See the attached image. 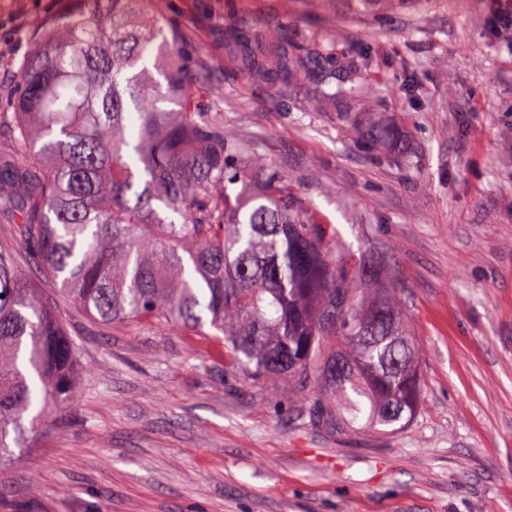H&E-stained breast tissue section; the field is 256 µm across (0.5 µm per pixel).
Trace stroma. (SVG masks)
<instances>
[{
	"mask_svg": "<svg viewBox=\"0 0 512 512\" xmlns=\"http://www.w3.org/2000/svg\"><path fill=\"white\" fill-rule=\"evenodd\" d=\"M58 0L0 8V53L28 55ZM490 0H415L386 20L332 0H149L224 91V131L270 163L342 240L392 259L420 342L405 429L310 425L287 377L227 371L222 345L168 325L106 329L17 266L74 340L78 398L0 465V512H512V52ZM367 51L352 121L311 84L244 75L224 25ZM389 130L384 161L357 140ZM407 144L409 153L395 151Z\"/></svg>",
	"mask_w": 512,
	"mask_h": 512,
	"instance_id": "1",
	"label": "stroma"
}]
</instances>
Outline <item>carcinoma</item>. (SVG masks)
Segmentation results:
<instances>
[{"label": "carcinoma", "instance_id": "carcinoma-1", "mask_svg": "<svg viewBox=\"0 0 512 512\" xmlns=\"http://www.w3.org/2000/svg\"><path fill=\"white\" fill-rule=\"evenodd\" d=\"M138 0H64L36 49L0 56L17 98L0 112V460L10 433L73 401L75 343L23 253L62 300L105 328L173 324L224 339V367L286 374L314 425L341 434L405 427L420 406L419 343L382 261L354 251L259 158L224 133V99L175 26ZM372 18L413 0H336ZM241 69L273 86L309 81L337 112L361 100L366 62L331 35L320 49L245 22L226 29ZM160 79H155L152 71ZM179 105L164 112L156 88ZM343 358L347 375L331 366Z\"/></svg>", "mask_w": 512, "mask_h": 512}]
</instances>
